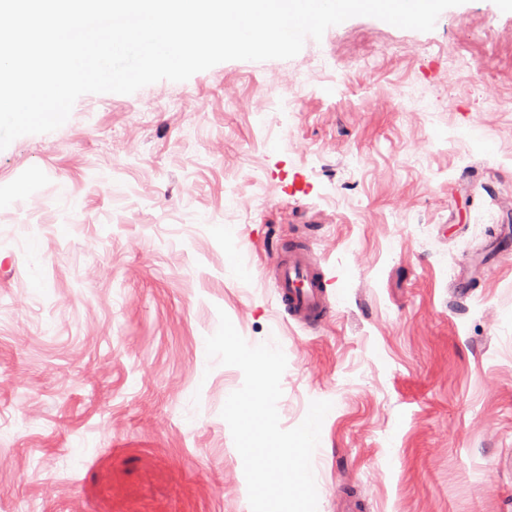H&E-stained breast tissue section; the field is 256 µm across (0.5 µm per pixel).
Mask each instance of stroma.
Instances as JSON below:
<instances>
[{"instance_id": "35a3bbf8", "label": "stroma", "mask_w": 512, "mask_h": 512, "mask_svg": "<svg viewBox=\"0 0 512 512\" xmlns=\"http://www.w3.org/2000/svg\"><path fill=\"white\" fill-rule=\"evenodd\" d=\"M512 10L368 16L0 151V512H250L208 359L226 313L287 357L282 428L328 400L318 512H512ZM309 238L315 330L275 245ZM275 288L287 314L307 328L319 327L329 313L328 285L311 256L310 242L296 241L271 259Z\"/></svg>"}]
</instances>
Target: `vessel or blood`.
Returning <instances> with one entry per match:
<instances>
[{
	"label": "vessel or blood",
	"instance_id": "vessel-or-blood-1",
	"mask_svg": "<svg viewBox=\"0 0 512 512\" xmlns=\"http://www.w3.org/2000/svg\"><path fill=\"white\" fill-rule=\"evenodd\" d=\"M271 265L277 294L287 314L305 327H319L329 312V282L312 258L309 242L288 244L273 256Z\"/></svg>",
	"mask_w": 512,
	"mask_h": 512
}]
</instances>
